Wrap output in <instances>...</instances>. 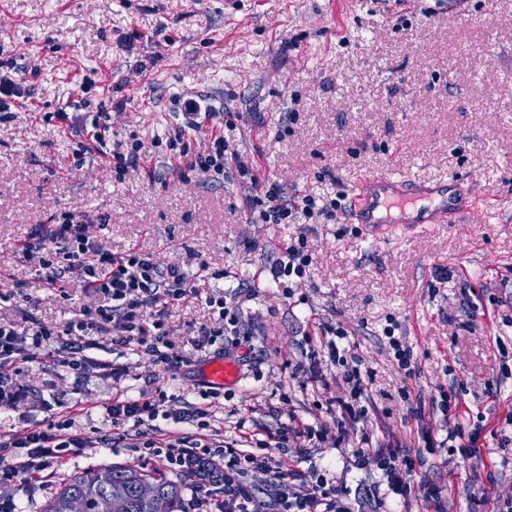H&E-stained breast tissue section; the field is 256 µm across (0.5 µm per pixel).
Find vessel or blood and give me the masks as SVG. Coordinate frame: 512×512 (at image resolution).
Instances as JSON below:
<instances>
[{"mask_svg": "<svg viewBox=\"0 0 512 512\" xmlns=\"http://www.w3.org/2000/svg\"><path fill=\"white\" fill-rule=\"evenodd\" d=\"M471 184L464 179L417 181L386 170L359 176L349 190L350 223L365 225L380 236L387 225L417 229L427 224H457L475 205ZM240 377L237 364L211 361L204 370L206 383L221 387Z\"/></svg>", "mask_w": 512, "mask_h": 512, "instance_id": "b4317fda", "label": "vessel or blood"}]
</instances>
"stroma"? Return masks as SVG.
<instances>
[{
  "label": "stroma",
  "mask_w": 512,
  "mask_h": 512,
  "mask_svg": "<svg viewBox=\"0 0 512 512\" xmlns=\"http://www.w3.org/2000/svg\"><path fill=\"white\" fill-rule=\"evenodd\" d=\"M135 31L142 40L128 44ZM0 72L23 77L32 94L31 106L0 122V318L61 330L103 305L78 280L61 291L46 284L21 251L33 225L63 213L112 252L148 251L180 267L194 287L165 308L167 351L183 357L180 369L154 364L136 344L90 336L88 356L118 375L92 367L79 378L57 356L39 355L8 377L27 397L0 411V435L60 415L108 435L113 396L158 388L170 412L206 406L228 442L242 419L267 429L290 412L333 420L348 391L327 347L318 349L322 380L298 370L329 323L342 326L340 347L371 373L368 414L348 425L343 446L292 440L274 449L277 459L327 471L354 512H426L425 479L440 487L444 512H472L474 483L512 500V442L496 433L512 414V359L499 353L512 352V0H240L234 13L221 0H0ZM189 90L236 113L225 133L232 150L289 196H343L361 173L389 168L472 180L500 208L380 242L362 239L341 212L328 224H251L235 170L183 181L155 155L119 180L96 153L73 166L70 132L44 118L65 99L86 112L114 99L124 107L112 113L113 132L147 141L174 123L176 99ZM300 236L313 260L295 288L272 272ZM213 296L238 308L239 324L198 350L193 332L212 326ZM388 327L411 349L414 375L394 360ZM212 357L232 359L241 379L207 405L201 366ZM442 386L455 387L460 422L479 429V456L438 449L409 498L383 491L376 507L363 505L379 475L355 461L362 436L417 448L444 438L441 412H413ZM138 464L124 444L95 448L44 484L0 486V502L43 512L66 479Z\"/></svg>",
  "instance_id": "35a3bbf8"
}]
</instances>
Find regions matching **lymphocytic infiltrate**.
I'll list each match as a JSON object with an SVG mask.
<instances>
[{"label": "lymphocytic infiltrate", "mask_w": 512, "mask_h": 512, "mask_svg": "<svg viewBox=\"0 0 512 512\" xmlns=\"http://www.w3.org/2000/svg\"><path fill=\"white\" fill-rule=\"evenodd\" d=\"M182 110L175 124L151 142L139 137L109 139L112 115L107 109L87 112L70 124L76 139L74 160L96 152L108 158L116 176L144 165L153 150L166 147L177 164L181 179L190 175L220 176L234 167L243 183L251 187L249 219L264 224H296L300 220H332L340 206L339 199L321 201L306 195L288 199L283 186L275 180L259 181L253 161L231 151L224 138V127L233 118L229 112L202 113L200 102L183 96ZM212 128L206 149L193 146L202 120ZM22 252L37 259L47 281L57 285L66 279H79L87 290L104 295L108 303L99 308L93 322L70 323L56 331L31 322L22 327L11 320L0 319V370L17 360L34 359L37 350L50 344L62 345L66 352L63 365L81 370L90 358L86 354L90 333L116 336L121 343H137L155 362L179 368L181 358L170 356L161 345L166 334L165 317L159 303L181 300L188 292L186 274L176 267H163L154 257L142 251L115 253L90 239L85 225L75 223L70 214H61L50 224L35 225L21 244ZM343 380L350 388L349 400L341 401V419L335 428L325 422L306 424L288 419L266 438L257 440L256 451H243L216 438L209 431L207 412L197 408L187 412L197 434L151 441L139 445V457L158 462L172 474L188 480L190 499L183 512H352L348 502L324 474L313 473L310 481H301L299 470L285 467L267 450L268 445L283 447L288 440L323 439L334 433L337 442L346 439L345 424L359 421L367 413L360 400L366 392V381L358 367H346ZM168 396L164 391L143 392L135 398H113L105 406L104 418L113 428L140 427L145 422L165 416ZM68 437H61V430ZM101 437L77 426L74 418L50 420L37 430L17 429L0 453L8 455L0 466V484H28L39 479L48 468L66 464L71 456L101 445ZM361 462L380 471L387 487L395 496L407 497L416 474V458L403 451L398 441L383 443L361 451ZM262 473L268 478L266 501H259L249 478Z\"/></svg>", "instance_id": "lymphocytic-infiltrate-1"}]
</instances>
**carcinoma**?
<instances>
[{"instance_id":"1","label":"carcinoma","mask_w":512,"mask_h":512,"mask_svg":"<svg viewBox=\"0 0 512 512\" xmlns=\"http://www.w3.org/2000/svg\"><path fill=\"white\" fill-rule=\"evenodd\" d=\"M142 481L156 485V494L148 501L140 499L135 492ZM112 491L124 495L125 512H179L181 508V485L158 471L143 473L130 467H114ZM75 497L83 499L85 512H101L103 490L98 484V469L90 468L64 482L50 498L44 512H69V503Z\"/></svg>"}]
</instances>
